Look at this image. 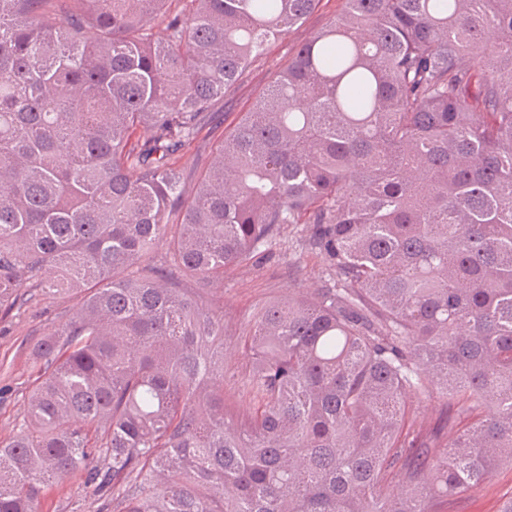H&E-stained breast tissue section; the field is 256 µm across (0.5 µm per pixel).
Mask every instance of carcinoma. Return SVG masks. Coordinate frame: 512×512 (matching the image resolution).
Returning a JSON list of instances; mask_svg holds the SVG:
<instances>
[{
    "label": "carcinoma",
    "mask_w": 512,
    "mask_h": 512,
    "mask_svg": "<svg viewBox=\"0 0 512 512\" xmlns=\"http://www.w3.org/2000/svg\"><path fill=\"white\" fill-rule=\"evenodd\" d=\"M190 2L0 0V315L83 293L32 347L0 512L77 473L112 512H440L512 464V0H345L186 197L198 116L320 0ZM287 224L336 287L259 309L231 411L224 307L182 280ZM431 399L477 423L422 440Z\"/></svg>",
    "instance_id": "obj_1"
}]
</instances>
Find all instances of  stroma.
Returning a JSON list of instances; mask_svg holds the SVG:
<instances>
[{"label":"stroma","mask_w":512,"mask_h":512,"mask_svg":"<svg viewBox=\"0 0 512 512\" xmlns=\"http://www.w3.org/2000/svg\"><path fill=\"white\" fill-rule=\"evenodd\" d=\"M343 8L344 0H321L302 24L292 27L266 46L263 55L250 65L228 97L213 102L201 114L197 138L171 159L180 174L185 195L191 196L197 191L201 171L209 165L216 146L223 141L225 132L240 113L252 108L258 95L270 85L295 50ZM309 234V225H288L281 238L252 264L226 271L223 283L211 284L196 279L184 282L189 293L224 307L227 352L224 395L229 407H243L254 400L249 383L252 359L242 339L250 330L258 305L284 295L294 285L302 288L332 285L324 257L307 245ZM78 301V296L72 292L52 297L40 295L13 310L5 321L0 322V438L13 435L16 423L26 412L27 395L39 376L31 359L33 344L54 325L71 317ZM511 498L512 466L505 465L473 492L449 497L444 510L500 512L504 502ZM41 510L112 512L111 508L86 496L76 477L47 489Z\"/></svg>","instance_id":"stroma-1"}]
</instances>
